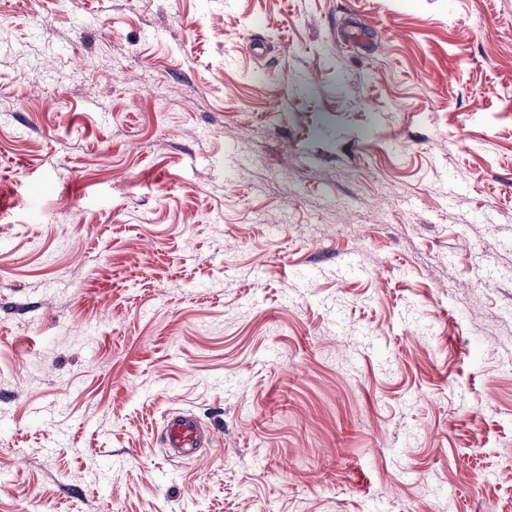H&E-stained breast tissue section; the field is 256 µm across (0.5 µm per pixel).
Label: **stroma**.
Here are the masks:
<instances>
[{
  "label": "stroma",
  "mask_w": 512,
  "mask_h": 512,
  "mask_svg": "<svg viewBox=\"0 0 512 512\" xmlns=\"http://www.w3.org/2000/svg\"><path fill=\"white\" fill-rule=\"evenodd\" d=\"M0 22V512H512V0ZM211 432L189 412L172 414L166 421L162 432L165 448H172L183 454H191L195 448H201L205 442H212Z\"/></svg>",
  "instance_id": "35a3bbf8"
}]
</instances>
